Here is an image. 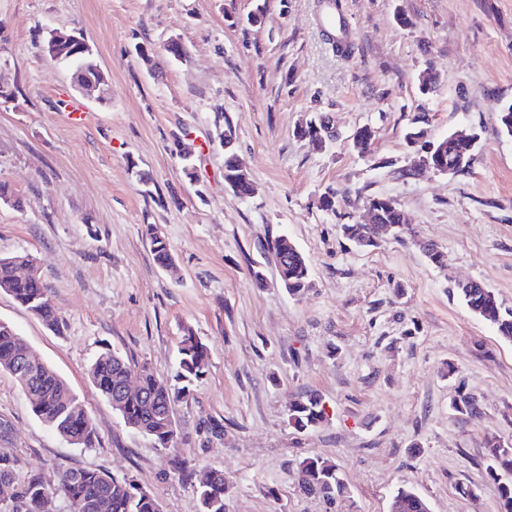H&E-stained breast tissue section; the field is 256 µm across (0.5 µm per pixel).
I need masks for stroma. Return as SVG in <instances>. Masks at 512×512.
<instances>
[{
    "label": "stroma",
    "instance_id": "obj_1",
    "mask_svg": "<svg viewBox=\"0 0 512 512\" xmlns=\"http://www.w3.org/2000/svg\"><path fill=\"white\" fill-rule=\"evenodd\" d=\"M259 3L263 24H246ZM341 3L346 57L323 31L326 0H0V183L22 201H0V255L33 257L64 328L1 291L0 320L67 380L96 435L69 444L0 372V458L17 476L103 469L161 512H196L206 470L223 472L227 512H390L401 488L431 512H499L484 443H512V343L454 285L482 282L512 308V137L496 131L497 110L512 104V0ZM54 29L88 41L108 102L44 55ZM429 68L440 79L424 94ZM421 112L429 142L480 130L469 170L405 176L416 159L405 133ZM314 114L333 131L322 149L295 134ZM228 123L248 198L224 183ZM364 126L375 133L367 157L351 145ZM331 189L339 202L326 212L319 198ZM376 195L447 252V268L414 241L358 250L342 238L340 225L362 221ZM148 224L175 272L155 265ZM281 234L311 270L299 297L266 250ZM188 331L208 367L175 400L164 449L124 423L88 370L111 349L173 381ZM460 387L480 419L450 409ZM310 393L327 419L300 431L289 408ZM314 456L338 466L348 500L329 509L300 492L296 466ZM184 460L194 476L179 475ZM468 482L477 498L459 494Z\"/></svg>",
    "mask_w": 512,
    "mask_h": 512
}]
</instances>
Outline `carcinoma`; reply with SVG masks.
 <instances>
[{
	"instance_id": "carcinoma-1",
	"label": "carcinoma",
	"mask_w": 512,
	"mask_h": 512,
	"mask_svg": "<svg viewBox=\"0 0 512 512\" xmlns=\"http://www.w3.org/2000/svg\"><path fill=\"white\" fill-rule=\"evenodd\" d=\"M59 62L70 65L75 71H91L89 60L74 51L62 55ZM496 121L498 132L512 136V105L499 109ZM296 135L323 148L331 137V131L324 120L311 119L296 129ZM372 139L373 131L370 128L358 129L352 137L353 149L361 156L369 154ZM455 141L456 133L453 132L435 145L430 155L431 168L449 169L455 174L470 168L474 149L460 151ZM234 142L235 132L227 122L224 126V183L237 194L247 196L252 186L249 180L242 178ZM367 205L374 211L373 222L340 225L345 239L367 250L378 247L388 235L401 241L408 237L432 265L439 268L446 266V252L433 242L416 238L392 199L372 196L368 198ZM146 237L156 266L163 270L173 267L174 260L166 240L151 224L147 225ZM267 248L275 259L281 286L292 296L303 295L311 287L310 268L304 254L285 235L269 240ZM0 291L37 316L48 328L61 331L63 322L38 274L16 276L10 258L0 257ZM455 291L473 314L493 324L502 340L512 342V308L502 307L496 295L479 281L459 282L455 285ZM23 352V338L12 325L0 324V372L9 374L20 386L37 418L72 444L90 446L95 430L82 401L48 364L20 369ZM178 353L177 377L184 382L178 392L186 395L190 393V387L206 373L208 350L201 339L189 331L182 336ZM131 372L130 361L111 351L101 353L90 367L93 383L111 405L118 406L124 423L152 437L165 449L175 436L172 402L176 394L144 367L139 374V391L125 395L121 390ZM451 408L469 419H478L483 414L477 397L462 390L452 398ZM324 419L321 398L313 393L297 400L290 408V421L299 430L315 429ZM486 448V472L497 484L500 512H512V446L495 440L488 442ZM297 471L299 489L307 497L331 505L349 496L348 486L336 469V464L327 459L305 458L298 463ZM0 485L14 489V495L9 500L0 499L1 505L5 503L10 506L7 512H39L41 500L51 494L63 496L69 502L70 512H160V506L152 495L102 470L70 469L55 480L34 473L19 481L14 477L12 468L5 464L0 465ZM224 490V473H204L196 486L197 512H226ZM392 505L396 512H430L424 497L405 488L397 490Z\"/></svg>"
}]
</instances>
